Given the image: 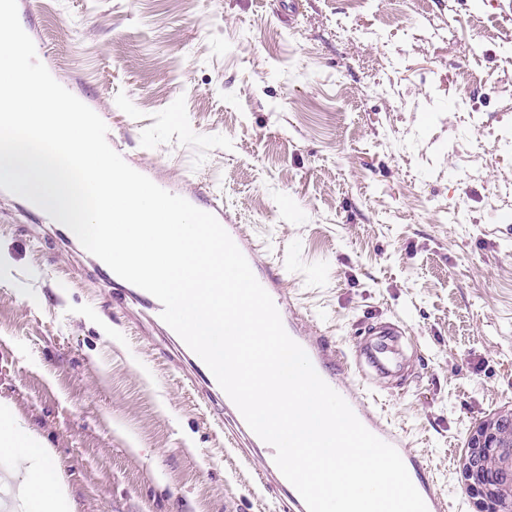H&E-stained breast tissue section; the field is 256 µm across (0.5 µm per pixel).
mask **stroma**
Segmentation results:
<instances>
[{
	"instance_id": "1",
	"label": "stroma",
	"mask_w": 512,
	"mask_h": 512,
	"mask_svg": "<svg viewBox=\"0 0 512 512\" xmlns=\"http://www.w3.org/2000/svg\"><path fill=\"white\" fill-rule=\"evenodd\" d=\"M132 167L222 197L338 347L404 317L376 406L460 512L467 431L512 410V0H17ZM0 190V404L77 512H274L262 462L115 315L86 250Z\"/></svg>"
}]
</instances>
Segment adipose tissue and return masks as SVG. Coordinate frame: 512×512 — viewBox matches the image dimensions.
<instances>
[{
    "label": "adipose tissue",
    "instance_id": "adipose-tissue-1",
    "mask_svg": "<svg viewBox=\"0 0 512 512\" xmlns=\"http://www.w3.org/2000/svg\"><path fill=\"white\" fill-rule=\"evenodd\" d=\"M0 452L21 457L29 489L25 512H76V504L49 461L42 438L14 418L9 405L0 406Z\"/></svg>",
    "mask_w": 512,
    "mask_h": 512
}]
</instances>
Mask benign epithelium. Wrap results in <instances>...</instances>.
<instances>
[{
	"mask_svg": "<svg viewBox=\"0 0 512 512\" xmlns=\"http://www.w3.org/2000/svg\"><path fill=\"white\" fill-rule=\"evenodd\" d=\"M512 465V421L500 416L479 422L469 432L461 473L467 493L474 499L476 512H504L512 503V482L500 473Z\"/></svg>",
	"mask_w": 512,
	"mask_h": 512,
	"instance_id": "7a95c632",
	"label": "benign epithelium"
}]
</instances>
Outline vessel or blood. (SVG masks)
Returning <instances> with one entry per match:
<instances>
[{
    "label": "vessel or blood",
    "mask_w": 512,
    "mask_h": 512,
    "mask_svg": "<svg viewBox=\"0 0 512 512\" xmlns=\"http://www.w3.org/2000/svg\"><path fill=\"white\" fill-rule=\"evenodd\" d=\"M169 191L218 219L246 257L257 281L274 298L286 332L305 350L317 373L344 398L359 421L372 434L398 451L428 512H450L451 505L438 489L426 461L410 451L406 432L370 410L363 393L364 385L373 382L374 378H388L399 373L407 330L405 321L398 317L385 324L366 325L357 331L349 350L337 348L326 332L315 326L312 319L299 310L286 286L281 267L270 262H260L258 254L262 249L261 244L243 225L232 223L216 194L197 188L186 180L170 186ZM130 300L140 305L139 315L144 325L153 329L160 328L163 306L156 297L131 284L127 287L125 298L116 300L115 306L125 308ZM162 330L163 335L159 341L162 356L180 369L201 400L208 404L217 403L221 407L220 420L232 446L252 454L265 452L266 442L249 428L237 406L220 387L204 361L173 329L167 327ZM259 480L263 487L276 492L279 512H308L296 488L275 463L266 464Z\"/></svg>",
    "instance_id": "b4317fda"
}]
</instances>
